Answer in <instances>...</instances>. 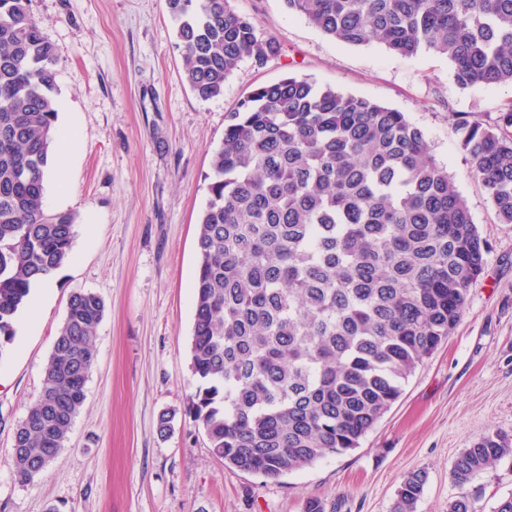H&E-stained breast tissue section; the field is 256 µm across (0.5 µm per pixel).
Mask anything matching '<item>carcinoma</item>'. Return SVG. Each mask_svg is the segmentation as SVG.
<instances>
[{
  "instance_id": "cac0c4a2",
  "label": "carcinoma",
  "mask_w": 512,
  "mask_h": 512,
  "mask_svg": "<svg viewBox=\"0 0 512 512\" xmlns=\"http://www.w3.org/2000/svg\"><path fill=\"white\" fill-rule=\"evenodd\" d=\"M347 45L448 57L465 89L512 85V0H284ZM183 78L209 100L245 59L279 53L231 0H167ZM54 45L29 0H0V347L33 282L69 258L77 216L43 208L57 120ZM459 147L502 224L512 225V104L456 120ZM199 217L189 415L214 456L279 480L359 447L403 384L461 322L486 241L446 166L404 113L287 76L229 111ZM106 311L71 295L41 390L13 430L16 479L65 446ZM512 460L491 430L454 459L463 485ZM409 472L392 512H417Z\"/></svg>"
}]
</instances>
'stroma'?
I'll list each match as a JSON object with an SVG mask.
<instances>
[{"instance_id": "1", "label": "stroma", "mask_w": 512, "mask_h": 512, "mask_svg": "<svg viewBox=\"0 0 512 512\" xmlns=\"http://www.w3.org/2000/svg\"><path fill=\"white\" fill-rule=\"evenodd\" d=\"M281 52L244 60L224 92L203 101L182 80L183 55L166 0H31L56 50L59 123L81 133L46 210L77 216L69 260L32 328L16 323L0 350V512H391L404 477L428 475L417 512H447L473 497L494 512L512 496V462L455 485V457L492 429L512 434V225L499 223L459 147L454 114L484 121L512 102V86L458 88L445 56L404 57L378 43L347 46L283 0H233ZM287 75L403 112L422 129L488 244L460 325L403 386L359 448L330 454L280 481L226 468L187 413L197 217L227 115L255 87ZM106 306L84 404L65 447L34 481L10 465L13 429L41 389L71 294ZM175 411L160 435L162 412Z\"/></svg>"}]
</instances>
